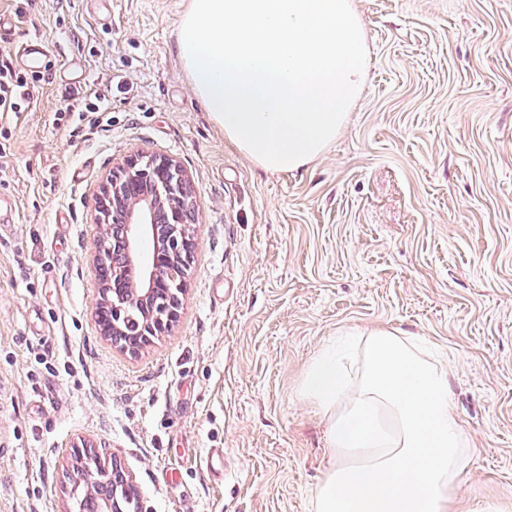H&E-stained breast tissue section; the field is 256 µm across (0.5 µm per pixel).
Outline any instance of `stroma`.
Instances as JSON below:
<instances>
[{
  "label": "stroma",
  "instance_id": "35a3bbf8",
  "mask_svg": "<svg viewBox=\"0 0 512 512\" xmlns=\"http://www.w3.org/2000/svg\"><path fill=\"white\" fill-rule=\"evenodd\" d=\"M353 2L362 95L311 167L268 173L225 145L178 60L188 0H0L48 41L33 101L0 115L17 206L0 231V512H79L84 442L129 471L140 512H310L331 460L301 380L372 327L428 341L448 372L472 459L457 501L512 502V0ZM67 59L88 75L74 97ZM94 98L107 122H75L68 105ZM135 150L182 163L200 223L176 321L132 355L99 333L88 253L100 181Z\"/></svg>",
  "mask_w": 512,
  "mask_h": 512
}]
</instances>
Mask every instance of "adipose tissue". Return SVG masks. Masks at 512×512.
Wrapping results in <instances>:
<instances>
[{
    "label": "adipose tissue",
    "instance_id": "1",
    "mask_svg": "<svg viewBox=\"0 0 512 512\" xmlns=\"http://www.w3.org/2000/svg\"><path fill=\"white\" fill-rule=\"evenodd\" d=\"M409 336L347 331L313 359L302 392L326 417L334 464L312 512H456L470 464L448 372Z\"/></svg>",
    "mask_w": 512,
    "mask_h": 512
}]
</instances>
